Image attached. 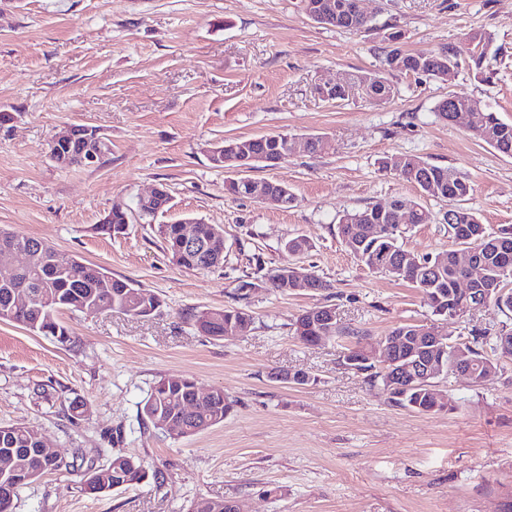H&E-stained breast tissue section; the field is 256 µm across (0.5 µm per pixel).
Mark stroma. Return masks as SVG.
I'll list each match as a JSON object with an SVG mask.
<instances>
[{"label": "stroma", "instance_id": "1", "mask_svg": "<svg viewBox=\"0 0 512 512\" xmlns=\"http://www.w3.org/2000/svg\"><path fill=\"white\" fill-rule=\"evenodd\" d=\"M370 29L323 27L301 0H0V228L36 237L60 255L98 265L156 294L160 308L137 318L114 310L63 313L76 347L0 322V424L38 428L71 463L20 489L15 512H188L199 497L244 512H512V360L479 385L435 379L451 410L419 413L390 402L347 349L388 335L397 323H428L409 283L369 272L336 232L343 211L393 200L422 202L436 217L404 234V249L434 255L453 247L446 202L421 198L379 170L386 155H416L466 175V208L489 228L512 224V156L440 121L448 95L482 101L512 123V0H362ZM404 50H459L448 78L389 73L393 99L372 104L361 88L343 101L324 85L383 68L390 33ZM492 33L482 81L467 65L465 38ZM69 124L100 129L110 151L95 167L56 164L54 136ZM319 134L318 153L297 151L254 180L296 196L288 208L225 198L223 170L207 150L231 138ZM166 185L170 212L132 215L124 234L97 233L114 203ZM193 215L224 230L223 268L187 270L168 258L157 229ZM302 236L298 262L331 282L327 291H253L255 322L233 340L199 333L191 312L238 305L237 285L256 266L287 260L284 240ZM335 306L356 328L302 345L292 323ZM512 320L488 306L457 318L452 340L497 335ZM305 371L306 386L275 380ZM193 378L220 388L233 410L193 436L156 429L140 410L155 380ZM79 395L89 414L73 419ZM140 457L158 474L100 496L82 492L90 464L81 449Z\"/></svg>", "mask_w": 512, "mask_h": 512}]
</instances>
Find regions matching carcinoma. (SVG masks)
Returning <instances> with one entry per match:
<instances>
[{"label":"carcinoma","instance_id":"1","mask_svg":"<svg viewBox=\"0 0 512 512\" xmlns=\"http://www.w3.org/2000/svg\"><path fill=\"white\" fill-rule=\"evenodd\" d=\"M355 0H303L304 10L315 19L319 7L331 5L336 18L326 21L330 27L361 31L372 26L373 18L354 9ZM401 34L389 35V49L385 52L384 65L388 71H397L417 76L434 77L448 74V66L457 65V53L446 47L424 58L409 53L400 46ZM492 35L487 32L473 33L468 37L469 61L476 74L488 81L492 75L486 73L484 61L487 49L492 44ZM366 97L375 103L386 102L394 97V86L381 74L375 75ZM475 99L450 94L435 106L438 118L451 122L460 114L469 111ZM473 136L483 142L493 138L497 142L495 149L507 155L512 154V123L502 121L492 111L484 113V124L471 129ZM288 134L276 133L258 137H240L224 141V164L222 167L237 166L240 154L249 155L259 161L272 154L289 156ZM398 168L399 179L416 187L421 196L433 197L448 202V212L453 214L454 224H475L482 226L475 212L460 205L472 191L469 179L458 170L430 164L415 155H387L379 160V169L388 172ZM266 190L282 198L283 207L288 208L295 202V196L288 185L271 181L263 183ZM431 220V212L419 203L405 206L394 200L379 209L378 205H369L360 209L347 210L340 216L337 233L349 254L361 265L375 273H381L395 280L410 283L422 295V299L434 316L448 307V296L454 290L456 281L465 274L456 259V251L448 250L435 256L418 258L419 264L404 260L405 249L399 239L409 224H426ZM129 224L128 209L124 206L112 209V223L99 224L97 232L117 236L121 227ZM378 226L389 230L381 237H373L370 229ZM177 223L159 225V234L164 242L167 254H173L177 242ZM199 245L185 255L180 267L197 271H212L224 268V262L214 264L202 260L204 245L212 236L214 225H197ZM493 239L500 241L499 247L482 250L481 259L486 275L493 281L501 280L506 289L496 302L504 312H512V267L502 272L503 255L500 248L512 252V226H502L497 230L485 229ZM312 248L303 236L285 241L282 250L288 256L301 255ZM54 249L42 246L40 255L30 267L12 269L0 260V313L13 308L14 294L23 289L29 294L27 306L14 315L13 323L51 337L71 346L76 344L66 324L61 320L65 311H78L97 314L106 310H121L134 316L147 317V308L158 309L159 298L152 292L137 287L125 279L116 278L101 269L76 263L70 267H61L50 261ZM212 313L206 319V313ZM195 311L190 314L193 323L206 321L212 337L222 339L229 330L234 336L247 333L254 323L252 312L245 306H235L210 311ZM447 353L445 359L461 354L466 367L471 369V382L484 381L487 364L498 366V360L505 355L497 351V337L489 338L479 334L468 343L454 344L446 338ZM370 345L356 346L344 354L346 359H356L355 367L368 372L371 383L385 386L383 367L369 360L367 352ZM493 353L496 361L488 358ZM512 360V350L506 355ZM391 402L397 406L409 408L421 413L434 411V396L425 387L404 388L389 394ZM232 410V404L224 399V390L215 389L212 394L199 399L196 395V383L186 376H164L150 387L141 409L142 417L155 428L164 421H174L180 425V434L190 436L224 422ZM4 429L0 436V512H14V498L20 488L38 480L52 471L70 468L50 462L38 454L41 433L23 422H15L0 427ZM97 456L107 457V463L90 465L84 476L82 490L88 494L108 493L119 485H139L147 481L149 472L143 461L135 456L111 448H96ZM189 512H225L224 501L200 497L194 500Z\"/></svg>","mask_w":512,"mask_h":512}]
</instances>
